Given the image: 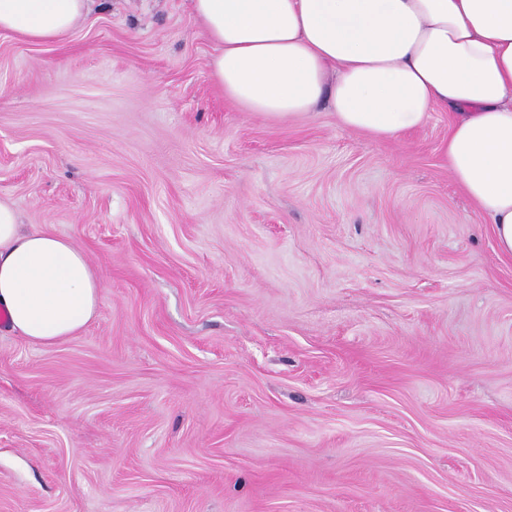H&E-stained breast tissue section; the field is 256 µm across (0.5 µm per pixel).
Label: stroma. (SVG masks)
Returning a JSON list of instances; mask_svg holds the SVG:
<instances>
[{
    "mask_svg": "<svg viewBox=\"0 0 512 512\" xmlns=\"http://www.w3.org/2000/svg\"><path fill=\"white\" fill-rule=\"evenodd\" d=\"M190 0L0 35V201L99 273L0 323V512H512V259L439 150L245 112Z\"/></svg>",
    "mask_w": 512,
    "mask_h": 512,
    "instance_id": "obj_1",
    "label": "stroma"
}]
</instances>
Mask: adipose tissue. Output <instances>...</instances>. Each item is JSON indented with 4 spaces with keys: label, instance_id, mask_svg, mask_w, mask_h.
I'll return each instance as SVG.
<instances>
[{
    "label": "adipose tissue",
    "instance_id": "ef3b65f1",
    "mask_svg": "<svg viewBox=\"0 0 512 512\" xmlns=\"http://www.w3.org/2000/svg\"><path fill=\"white\" fill-rule=\"evenodd\" d=\"M94 0H0V32L68 36ZM213 81L242 111L312 117L384 140L450 113L441 152L512 259V0H192ZM101 280L71 240L25 231L0 202V311L49 346L94 316Z\"/></svg>",
    "mask_w": 512,
    "mask_h": 512
}]
</instances>
